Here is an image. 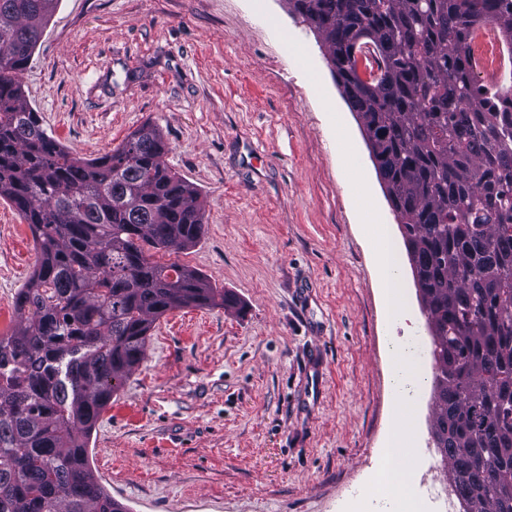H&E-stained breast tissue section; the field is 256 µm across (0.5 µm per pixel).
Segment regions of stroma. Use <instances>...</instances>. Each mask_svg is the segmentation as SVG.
<instances>
[{
	"label": "stroma",
	"instance_id": "obj_1",
	"mask_svg": "<svg viewBox=\"0 0 512 512\" xmlns=\"http://www.w3.org/2000/svg\"><path fill=\"white\" fill-rule=\"evenodd\" d=\"M72 154H110L144 124L204 202L194 247L156 253L233 293V308L156 321L102 411L88 457L128 512H369L361 487L398 474L449 488L431 433L426 315L406 242L321 37L287 0H59L21 75ZM397 247L410 308L388 311L345 148ZM0 200V334L37 263ZM414 337V411L389 343Z\"/></svg>",
	"mask_w": 512,
	"mask_h": 512
}]
</instances>
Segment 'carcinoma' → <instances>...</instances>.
Returning a JSON list of instances; mask_svg holds the SVG:
<instances>
[{
    "label": "carcinoma",
    "instance_id": "obj_1",
    "mask_svg": "<svg viewBox=\"0 0 512 512\" xmlns=\"http://www.w3.org/2000/svg\"><path fill=\"white\" fill-rule=\"evenodd\" d=\"M58 2L0 0V199L39 254L0 335V512H127L89 464L92 430L156 320L237 299L154 260L204 234L157 128L86 159L27 105L20 75ZM288 4L326 46L400 220L438 367L432 434L463 512H512V87L480 82L469 50L489 25L512 60V0Z\"/></svg>",
    "mask_w": 512,
    "mask_h": 512
}]
</instances>
